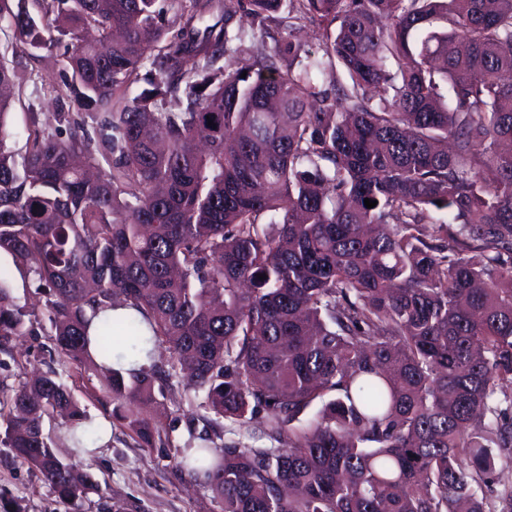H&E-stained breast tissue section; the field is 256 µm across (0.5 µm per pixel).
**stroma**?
<instances>
[{
    "label": "stroma",
    "instance_id": "35a3bbf8",
    "mask_svg": "<svg viewBox=\"0 0 512 512\" xmlns=\"http://www.w3.org/2000/svg\"><path fill=\"white\" fill-rule=\"evenodd\" d=\"M6 47L11 48L10 58L22 75L19 100L7 126L10 145L19 149L28 137L29 111L54 112L57 99L65 96L66 90L60 80L62 65L57 54H29L26 47L16 43L12 30L2 25L0 49ZM46 344L43 335L10 337L5 351L0 352V400L32 374L47 371L51 360ZM58 373L87 415L112 429L108 442H92L80 456L82 463L91 466L100 485L82 512H219L205 484L174 468L177 450L193 434L216 436L224 444L239 441L252 448L273 445L251 425L215 419L206 409L204 397L187 400L174 379L169 382V390L157 396L147 409L156 431L152 443L144 444L124 422L112 418V406L103 398V375L64 366ZM0 505L8 512H73L55 496L37 470L15 462L4 448H0Z\"/></svg>",
    "mask_w": 512,
    "mask_h": 512
}]
</instances>
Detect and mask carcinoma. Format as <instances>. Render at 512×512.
Here are the masks:
<instances>
[{
	"instance_id": "1",
	"label": "carcinoma",
	"mask_w": 512,
	"mask_h": 512,
	"mask_svg": "<svg viewBox=\"0 0 512 512\" xmlns=\"http://www.w3.org/2000/svg\"><path fill=\"white\" fill-rule=\"evenodd\" d=\"M244 15L315 24L319 50L282 35L238 69ZM6 19L60 51L77 111L30 113L10 147L0 54V252L36 298L0 271L1 342L47 322L147 444L127 407L174 373L218 419L264 410L279 446L174 458L220 512H512L485 493L512 448V0H0ZM121 305L140 317L89 340ZM164 343L169 370L138 365ZM92 426L53 369L0 403V447L76 507L99 484L56 447Z\"/></svg>"
}]
</instances>
